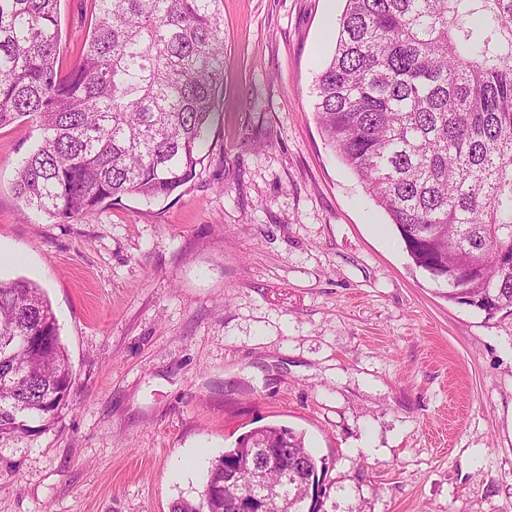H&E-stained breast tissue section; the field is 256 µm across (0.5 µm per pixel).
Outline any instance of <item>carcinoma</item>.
Returning <instances> with one entry per match:
<instances>
[{"label":"carcinoma","instance_id":"obj_1","mask_svg":"<svg viewBox=\"0 0 512 512\" xmlns=\"http://www.w3.org/2000/svg\"><path fill=\"white\" fill-rule=\"evenodd\" d=\"M219 0H94L96 19L66 73L56 66L60 0H0V127L42 132L16 191L51 218L87 216L126 195L165 198L195 174L224 82ZM325 140L395 225L448 300L512 315V0H346L315 83ZM0 438L46 419L73 371L42 289L0 280ZM271 448L300 474L327 462L282 426L241 436L198 498L171 512H226L224 466ZM265 512H305L280 477Z\"/></svg>","mask_w":512,"mask_h":512}]
</instances>
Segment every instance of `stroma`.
Returning a JSON list of instances; mask_svg holds the SVG:
<instances>
[{"label":"stroma","mask_w":512,"mask_h":512,"mask_svg":"<svg viewBox=\"0 0 512 512\" xmlns=\"http://www.w3.org/2000/svg\"><path fill=\"white\" fill-rule=\"evenodd\" d=\"M344 6L220 0L219 115L170 197L32 212L40 132L0 128V279L45 291L74 376L0 439V512H170L269 425L326 459L323 512H512V316L445 298L313 112ZM60 17L66 70L91 0Z\"/></svg>","instance_id":"stroma-1"}]
</instances>
